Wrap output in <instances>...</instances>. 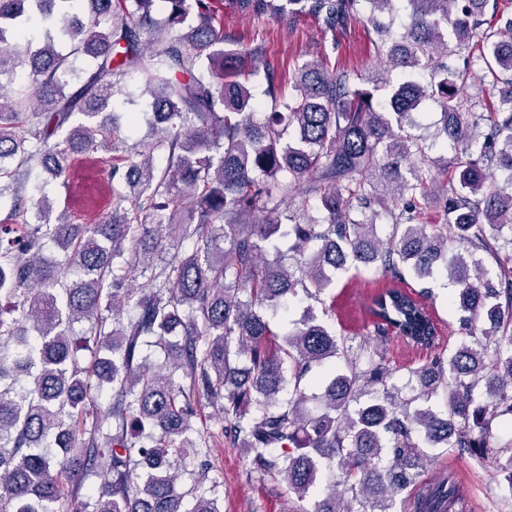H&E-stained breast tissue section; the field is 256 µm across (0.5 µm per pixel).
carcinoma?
Wrapping results in <instances>:
<instances>
[{
  "label": "carcinoma",
  "instance_id": "carcinoma-1",
  "mask_svg": "<svg viewBox=\"0 0 512 512\" xmlns=\"http://www.w3.org/2000/svg\"><path fill=\"white\" fill-rule=\"evenodd\" d=\"M406 2L393 35L381 21L393 0H226L258 22L311 18L333 45L359 20L399 72L383 102L324 56L304 61L289 91L267 64V111L245 68L257 52L224 48L213 0H0V199L11 198L0 221V512H221L205 488L215 434L194 424L206 406L222 412L220 436L249 472L282 477L301 501L339 472L311 512H392L408 489L413 512H454L453 479L417 483L422 461L448 449L494 459L512 496V440L494 427L512 419V270L496 286L479 257L512 247V192L494 184L495 170L512 172V17L486 23L490 0ZM131 74L156 131L122 155L97 117ZM471 81L489 87L486 114L461 94ZM426 101L444 111L454 148L447 223L432 226L417 217L438 180L404 127ZM99 151L112 154L111 210L97 224L52 215L33 172L63 180L75 154ZM377 176L382 197L366 189ZM374 205L392 218L386 241ZM49 243L61 259L43 257ZM349 266L398 282L444 271L465 312L460 344L400 385L367 343L336 336L327 307L284 314L274 330L285 299L324 303ZM146 275L147 288L129 287ZM370 312L376 337L439 347L414 293L387 288ZM336 359L343 370L311 377ZM102 459L109 474L91 504L81 490ZM194 460L189 502L177 472Z\"/></svg>",
  "mask_w": 512,
  "mask_h": 512
}]
</instances>
